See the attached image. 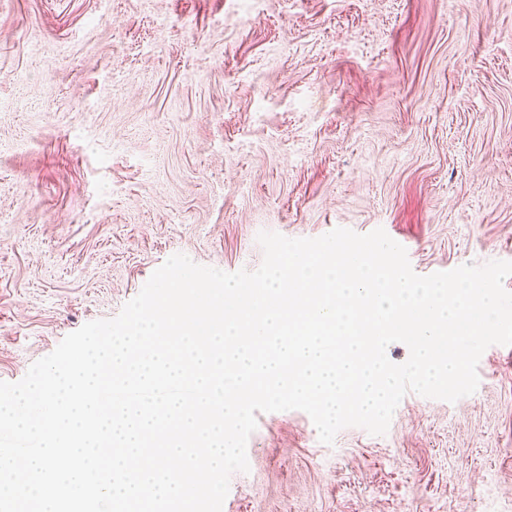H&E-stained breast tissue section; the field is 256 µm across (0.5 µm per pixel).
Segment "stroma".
<instances>
[{"instance_id": "35a3bbf8", "label": "stroma", "mask_w": 512, "mask_h": 512, "mask_svg": "<svg viewBox=\"0 0 512 512\" xmlns=\"http://www.w3.org/2000/svg\"><path fill=\"white\" fill-rule=\"evenodd\" d=\"M381 228L512 261V0H0V381L181 253ZM385 435L261 413L222 512H512V346Z\"/></svg>"}]
</instances>
